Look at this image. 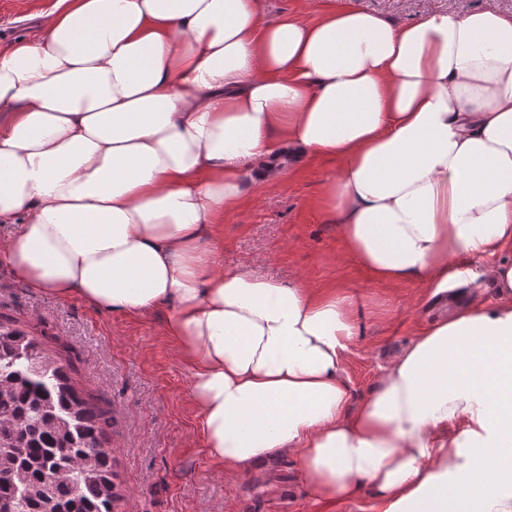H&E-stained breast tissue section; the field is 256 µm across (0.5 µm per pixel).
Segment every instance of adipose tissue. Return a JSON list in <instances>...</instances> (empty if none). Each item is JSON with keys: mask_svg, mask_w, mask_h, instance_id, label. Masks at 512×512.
<instances>
[{"mask_svg": "<svg viewBox=\"0 0 512 512\" xmlns=\"http://www.w3.org/2000/svg\"><path fill=\"white\" fill-rule=\"evenodd\" d=\"M310 158L339 164L320 206L345 251L451 306L354 407L347 290L224 265L247 185ZM0 224V267L34 292L170 308L220 467L293 453L321 502L368 485L379 512H512V261L477 273L489 304L458 265L512 246V16L57 0L0 52Z\"/></svg>", "mask_w": 512, "mask_h": 512, "instance_id": "obj_1", "label": "adipose tissue"}]
</instances>
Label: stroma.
I'll return each mask as SVG.
<instances>
[{"label":"stroma","instance_id":"35a3bbf8","mask_svg":"<svg viewBox=\"0 0 512 512\" xmlns=\"http://www.w3.org/2000/svg\"><path fill=\"white\" fill-rule=\"evenodd\" d=\"M56 0H0V51L26 37ZM397 22L456 0H353ZM336 170L310 160L279 191L250 187L249 199L224 221V264L311 288L343 283L357 308L358 334L343 376L351 404L367 397L382 366L419 326L445 311L425 285L376 284L343 250L336 225L316 202ZM168 308L135 319L99 312L76 299L38 294L0 268V324L43 337L66 358L77 390L110 418L107 443L118 502L115 512H377L364 487L353 500L325 505L310 496L295 455L284 454L236 473L201 448L189 376L165 334Z\"/></svg>","mask_w":512,"mask_h":512}]
</instances>
